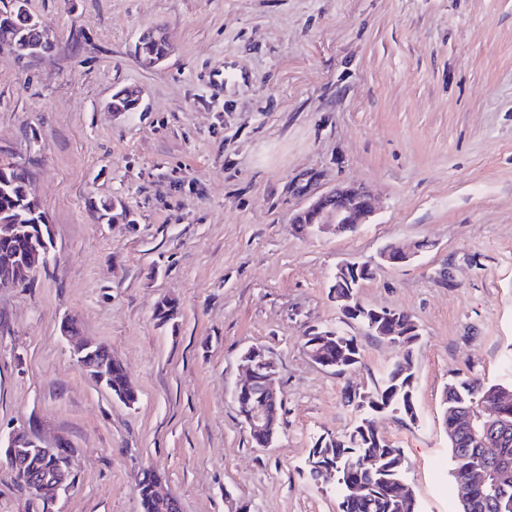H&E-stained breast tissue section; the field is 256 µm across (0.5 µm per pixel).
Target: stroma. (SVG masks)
<instances>
[{"label":"stroma","mask_w":512,"mask_h":512,"mask_svg":"<svg viewBox=\"0 0 512 512\" xmlns=\"http://www.w3.org/2000/svg\"><path fill=\"white\" fill-rule=\"evenodd\" d=\"M51 51L0 53V161L26 168L50 226L48 267L0 287V435L34 424L72 448L51 502L0 456V512H141L154 468L182 512H339L306 459L362 417L404 354L336 306L334 272L418 244L362 282L402 310L416 419L375 417L404 454L420 512H459L443 425L455 376L512 378V0H29ZM146 31L169 44L152 69ZM137 89L138 107L110 108ZM356 185L378 199L355 231L290 217ZM177 302L168 323L155 313ZM105 345L138 389L120 402L62 325ZM311 326L355 336L342 375L303 348ZM274 358L278 439L253 446L233 391L240 357ZM151 35H153V37ZM150 36L152 37L153 40L147 41L150 39ZM154 39H155V35L153 33L149 34V32H146L140 37L139 42L136 45L137 48L138 47L140 48L141 44L144 41H147V42L143 43L142 50H141L140 54L136 51L139 62L145 68H150V64H151V68H155L156 66L161 64L165 60V57H166V55L157 57L156 59H154L152 61V63H150L154 56H158L160 54L166 53L165 42L162 40H154ZM156 473L151 469H143L138 475L136 485L138 488L141 507L143 512H170L166 505L157 502L150 493L151 484L156 477Z\"/></svg>","instance_id":"stroma-1"}]
</instances>
